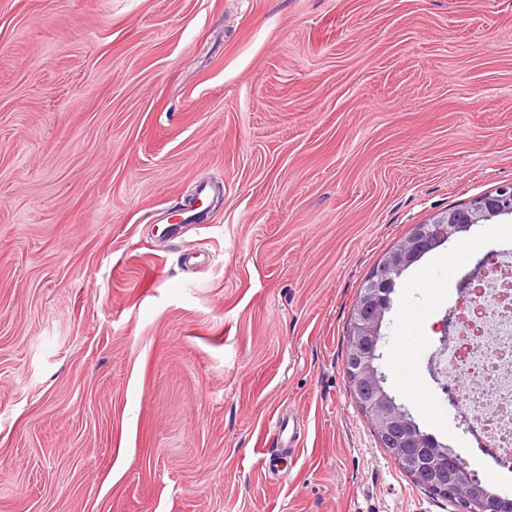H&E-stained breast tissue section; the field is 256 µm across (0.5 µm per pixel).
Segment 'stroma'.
<instances>
[{
    "instance_id": "35a3bbf8",
    "label": "stroma",
    "mask_w": 512,
    "mask_h": 512,
    "mask_svg": "<svg viewBox=\"0 0 512 512\" xmlns=\"http://www.w3.org/2000/svg\"><path fill=\"white\" fill-rule=\"evenodd\" d=\"M510 182L512 0H0V512H459L351 399L349 322L414 225ZM507 249L497 217L405 271L380 366L512 498L434 362ZM401 352L412 359L417 356V351L415 348V342L413 340L410 341L408 345L401 349ZM405 356H400V354H396L394 361L398 368L399 376L401 378V382L404 383L405 386L410 388L411 381H415L416 373L414 370V364L412 360H408Z\"/></svg>"
}]
</instances>
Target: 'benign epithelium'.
Masks as SVG:
<instances>
[{
    "label": "benign epithelium",
    "mask_w": 512,
    "mask_h": 512,
    "mask_svg": "<svg viewBox=\"0 0 512 512\" xmlns=\"http://www.w3.org/2000/svg\"><path fill=\"white\" fill-rule=\"evenodd\" d=\"M501 216H512V183L415 225L384 254L352 308L346 362L350 397L369 418L383 447L412 464L410 477L435 495L462 502L464 512H500V504L478 489V478L469 473L459 454H446L439 448L427 447L404 406L386 389L385 377L377 363L380 359L378 346L397 279L451 237Z\"/></svg>",
    "instance_id": "7a95c632"
}]
</instances>
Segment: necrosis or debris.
I'll return each instance as SVG.
<instances>
[{"label": "necrosis or debris", "mask_w": 512, "mask_h": 512, "mask_svg": "<svg viewBox=\"0 0 512 512\" xmlns=\"http://www.w3.org/2000/svg\"><path fill=\"white\" fill-rule=\"evenodd\" d=\"M500 277L481 278L448 347L449 367L470 381L466 408L479 419L498 447L512 448V297L500 300Z\"/></svg>", "instance_id": "1"}]
</instances>
